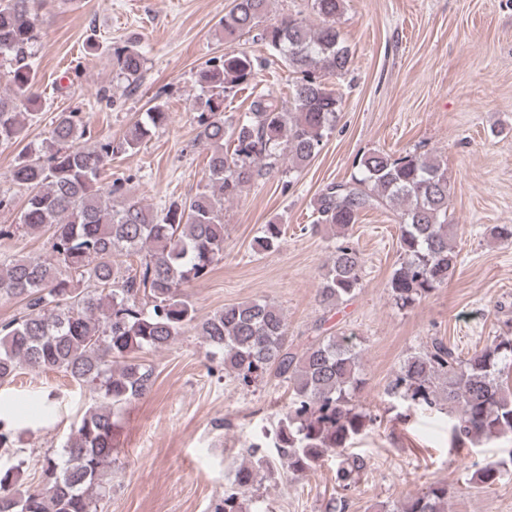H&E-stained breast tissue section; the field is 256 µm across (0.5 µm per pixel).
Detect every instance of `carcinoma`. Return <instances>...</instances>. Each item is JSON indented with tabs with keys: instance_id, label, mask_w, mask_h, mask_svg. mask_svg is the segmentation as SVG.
<instances>
[{
	"instance_id": "carcinoma-1",
	"label": "carcinoma",
	"mask_w": 512,
	"mask_h": 512,
	"mask_svg": "<svg viewBox=\"0 0 512 512\" xmlns=\"http://www.w3.org/2000/svg\"><path fill=\"white\" fill-rule=\"evenodd\" d=\"M271 0H233L224 14V37L254 35L287 65L295 80L288 103L271 93L257 96L236 122L224 115V100L254 80L255 60L242 51L211 61L201 83L210 95L198 102L196 138L208 151V183L192 197L161 211L127 193L116 179L101 183L112 160V141L90 146L76 112H62L49 143L18 156L11 182L26 190L18 221L0 225V237L50 232L49 257L0 258V295L21 298L23 315L0 323V384L22 370L62 372L89 392V404L62 444L63 463L47 459L42 485L22 488L23 461L0 463V512H98L119 450L113 438L123 405L147 397L152 365L139 354L165 350L192 326L210 354L243 386L274 375L289 384L288 409L271 432L252 438L233 486L215 512H248L247 494L261 472L280 464L300 478L336 457L339 502L326 512H345L347 495L368 466L347 454L366 432L371 414L355 397L364 385L361 349L349 336H319L304 351H292L283 310L266 300L229 304L197 320L184 288L206 277L224 254V204L278 168H305L336 126L341 97L326 76L347 70L350 51L336 16L344 0H313L318 18L286 15L264 24ZM44 0H0V143L17 141L34 117L33 60L41 38ZM116 77L135 87L145 58L132 46L112 47ZM169 112L156 103L125 134L120 147L135 150L165 126ZM356 172L328 184L314 201V227L344 232L374 209L395 212L401 224L402 261L389 288L395 304L408 308L448 283L458 265L448 223L450 186L446 164L407 153L374 150L358 156ZM281 225L266 224L261 246L282 243ZM120 256L137 258L122 267ZM362 263L350 243L329 256L317 300L331 312L355 296ZM512 336H495L465 358L434 338L408 355L385 392L414 412L448 410L451 444L476 443L512 434ZM20 452L13 429L0 417V458ZM475 477L490 487L512 477L508 458L475 463ZM448 487L432 483L392 512H446Z\"/></svg>"
}]
</instances>
